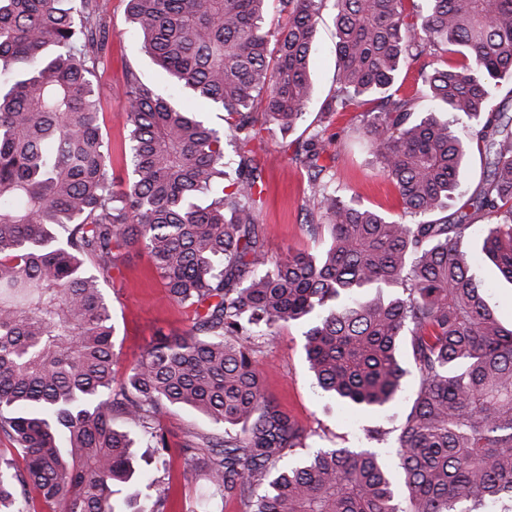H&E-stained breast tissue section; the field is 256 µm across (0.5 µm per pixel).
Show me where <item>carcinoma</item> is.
Listing matches in <instances>:
<instances>
[{
	"label": "carcinoma",
	"instance_id": "obj_1",
	"mask_svg": "<svg viewBox=\"0 0 512 512\" xmlns=\"http://www.w3.org/2000/svg\"><path fill=\"white\" fill-rule=\"evenodd\" d=\"M63 2L0 0V61L14 64L0 69V436L13 444L0 456V512H168L170 485L161 468L134 464L137 442L159 458L175 450L207 475L210 496L246 512H512V323L487 307L460 248L481 214V250L512 284V114L490 101L491 81L512 75V0L411 11L405 0H332L338 88L291 157L322 248L277 257L264 250L250 145L268 125L286 134L304 122L325 0H276L285 21L272 50L270 0H126L147 52L196 99L129 73L120 191L90 79L111 49L100 0H80L79 41ZM427 57L419 80L433 109L416 119L390 89L403 63ZM375 96L359 129L414 222L338 193L322 163L334 114ZM464 118L482 124L486 187L453 223L425 221L459 188L468 146L452 125ZM133 249L192 318L118 377L102 285ZM291 322L306 325L317 387L345 405L382 410L407 368L417 373L394 439L401 495L370 448L297 455L308 434L266 395L257 357ZM174 409L224 432L188 428L172 443L162 420ZM141 484L145 502L126 493Z\"/></svg>",
	"mask_w": 512,
	"mask_h": 512
}]
</instances>
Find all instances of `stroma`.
Returning a JSON list of instances; mask_svg holds the SVG:
<instances>
[{
  "label": "stroma",
  "mask_w": 512,
  "mask_h": 512,
  "mask_svg": "<svg viewBox=\"0 0 512 512\" xmlns=\"http://www.w3.org/2000/svg\"><path fill=\"white\" fill-rule=\"evenodd\" d=\"M112 55L94 67L93 82L101 126L112 144V167L115 175L125 172L128 144L121 115L127 108L125 73L137 72L141 80L159 93L170 91L166 73L146 53L142 41L134 35L125 0H101ZM335 11L325 4L315 36L311 59L314 92L307 107L308 118H315L321 105L337 89V61L333 50ZM354 115L337 113L329 134L332 142L329 155L334 156L337 186L346 196L354 197L362 206L388 214L396 220L405 215L393 184L378 171L375 157L353 128ZM475 123L459 127V134L469 143V159L456 201L449 211H456L459 202L478 193L484 185V167ZM257 150L263 168L265 191L259 209V222L271 254L288 251H314L318 244L305 230L308 199L305 174L287 158L284 147L294 143L295 134H282L279 129L261 133ZM472 256L471 271L488 284L489 306L504 321H512V284L503 280L495 266L479 253L476 232L462 243ZM104 291L112 302L116 328L115 353L117 373H124L157 338L165 334H183L191 325L189 308L170 303L164 288L147 258L132 255L113 281L104 283ZM303 327L291 324L278 329L276 339L262 344L259 357L264 372L267 395L291 415L310 434L311 448H364L367 429L380 427L389 435H397L412 406L411 394L417 386L416 373H408L399 399L380 412L358 411L324 397L315 388L308 372L302 349ZM166 474L171 486L169 512H197L196 504L208 491L204 473L188 470L183 458L170 453Z\"/></svg>",
  "instance_id": "1"
}]
</instances>
